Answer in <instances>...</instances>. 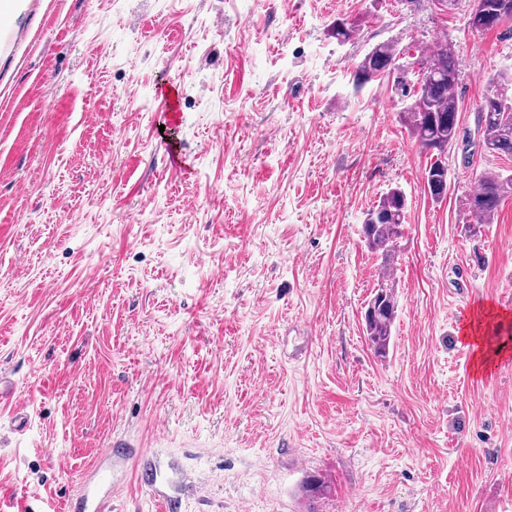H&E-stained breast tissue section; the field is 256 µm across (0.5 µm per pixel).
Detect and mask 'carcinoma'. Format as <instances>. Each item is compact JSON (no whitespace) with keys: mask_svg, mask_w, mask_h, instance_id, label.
Listing matches in <instances>:
<instances>
[{"mask_svg":"<svg viewBox=\"0 0 512 512\" xmlns=\"http://www.w3.org/2000/svg\"><path fill=\"white\" fill-rule=\"evenodd\" d=\"M506 0H468V23L471 29L487 31L512 20V7ZM331 34L339 43L351 41L359 35V28L343 19L332 24ZM397 42L390 40L371 48L356 64L365 75V82L384 79L394 69L404 76L397 81L401 97L411 99L401 112V118L410 134L423 150L438 141L452 148L457 140V112L455 87L459 77V56L454 45L443 41L437 53L422 55L423 69L416 82L409 83L405 74L409 66L400 65ZM478 120L483 129V144L495 154L512 156V76L503 74L494 82L493 89L484 96L478 107ZM425 187L431 198L439 201L450 187L448 165L439 153L431 154L424 173ZM512 195V175L499 171H485L475 190L467 198V208L473 223H493L502 200ZM406 196L399 187L389 188L364 217V243L377 255L380 267L391 269L399 259V239L405 223ZM369 303L375 312L363 321V335L375 355L389 354L392 329L397 318L398 305L392 278H382L372 293Z\"/></svg>","mask_w":512,"mask_h":512,"instance_id":"1","label":"carcinoma"}]
</instances>
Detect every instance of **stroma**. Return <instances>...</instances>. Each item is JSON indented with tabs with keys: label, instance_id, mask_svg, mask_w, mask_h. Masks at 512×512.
<instances>
[{
	"label": "stroma",
	"instance_id": "obj_1",
	"mask_svg": "<svg viewBox=\"0 0 512 512\" xmlns=\"http://www.w3.org/2000/svg\"><path fill=\"white\" fill-rule=\"evenodd\" d=\"M443 39L459 124L436 201L392 81L349 78L377 43ZM511 71L512 22L472 30L448 0H10L0 494L58 510L116 445L111 512H160L155 465L195 477L177 512H512V196L491 224L466 206L482 171L512 173L477 119ZM394 186L380 358L362 221ZM484 307L503 354L479 372L459 328ZM370 303L375 312L362 322L363 335L375 355L384 358L390 351L392 329L398 312L395 284L391 277H382L368 305Z\"/></svg>",
	"mask_w": 512,
	"mask_h": 512
}]
</instances>
